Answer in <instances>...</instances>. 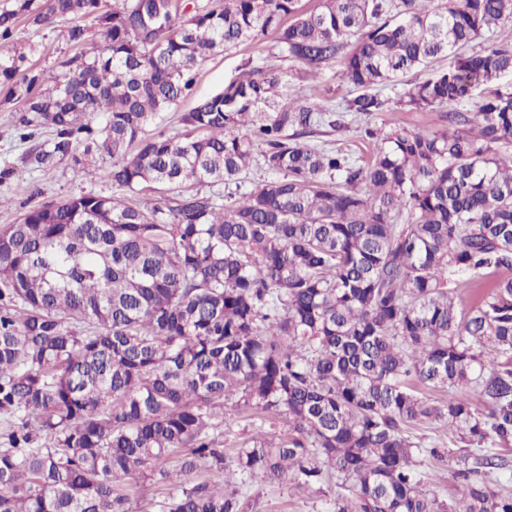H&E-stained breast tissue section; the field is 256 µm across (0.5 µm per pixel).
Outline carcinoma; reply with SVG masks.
<instances>
[{"label": "carcinoma", "instance_id": "1", "mask_svg": "<svg viewBox=\"0 0 512 512\" xmlns=\"http://www.w3.org/2000/svg\"><path fill=\"white\" fill-rule=\"evenodd\" d=\"M298 2L0 11L1 45L20 22L62 20L77 49L51 72L22 67L32 45L0 52L20 139L52 129L29 165L84 171L105 155L113 184L165 193L71 195L0 227V512H132L147 480L156 512H243L251 484L333 477L334 512H512V278L459 291L463 276L512 269V89L488 87L512 73V34L495 38L512 0ZM270 34L310 72L340 62L364 89L354 113L384 110L370 88L453 57L399 99L448 108L446 128L368 127L365 160L310 144L343 116L302 93L277 99L256 67L183 113L182 133L148 132L192 94L200 62ZM253 162L268 177L250 191L220 204L199 189H239ZM233 398L262 421L286 416L288 432L227 453ZM436 421L466 447L413 434ZM431 460L454 468L455 501L427 489Z\"/></svg>", "mask_w": 512, "mask_h": 512}]
</instances>
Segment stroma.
I'll return each mask as SVG.
<instances>
[{"instance_id": "1", "label": "stroma", "mask_w": 512, "mask_h": 512, "mask_svg": "<svg viewBox=\"0 0 512 512\" xmlns=\"http://www.w3.org/2000/svg\"><path fill=\"white\" fill-rule=\"evenodd\" d=\"M14 45H34L31 61L42 69L57 68L60 61L75 54L76 49L67 40L66 25L58 21L39 30L18 24ZM274 39L261 44H243L219 55L208 58L196 72L194 92L165 115L159 129L167 134L180 132V117L190 111L197 101L221 91L238 78L245 65L268 71L276 78L275 91L280 98L292 96L297 88H306L313 101L324 106H337L356 94L355 88L344 78L340 64L333 63L320 71L309 73L294 62L276 55ZM448 59L441 58L426 67H416L400 74L394 82L381 87L380 93L388 101L385 111L370 116L352 115L348 126L340 132L320 129L315 142H325L342 148L355 157H365L371 147L361 136L365 126L387 129L403 124L420 132H431L444 125V110L433 112H403L397 100L410 85L431 78L435 72L447 68ZM20 114L15 104L0 103V166H11L9 179L0 180V226L14 223L22 214L40 204L57 201L80 193L105 196L123 195V188L103 178L102 169L110 168V158H103L101 170L76 171L69 160H61L47 171L32 168L27 155L49 139V128H42L39 135L29 140L20 139L16 131ZM339 491L335 482L322 483L320 487L296 491L276 484L253 485L248 493L249 505L245 512H332Z\"/></svg>"}]
</instances>
